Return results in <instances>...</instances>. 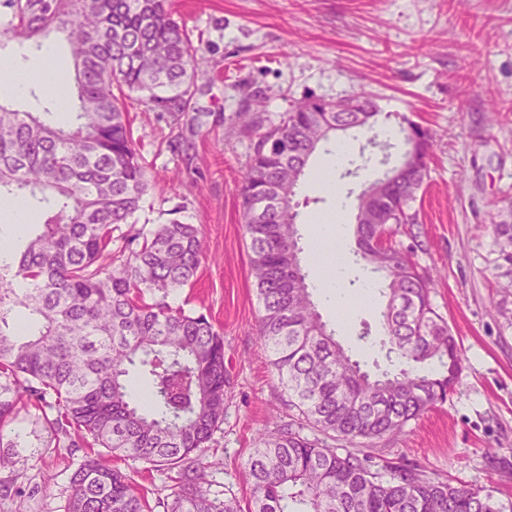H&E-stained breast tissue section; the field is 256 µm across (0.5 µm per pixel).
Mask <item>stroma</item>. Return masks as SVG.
I'll list each match as a JSON object with an SVG mask.
<instances>
[{
	"mask_svg": "<svg viewBox=\"0 0 512 512\" xmlns=\"http://www.w3.org/2000/svg\"><path fill=\"white\" fill-rule=\"evenodd\" d=\"M206 63L189 112L203 113L190 128L139 101L128 111L152 186L133 217L155 227L179 219L198 225L205 257L198 280L169 302L202 311L224 330L228 388L224 422L206 460L223 463L213 477L227 496L248 508L251 485L244 464L256 436L289 413L257 341L261 308L250 271L249 236L241 221L242 177L251 137L226 135L246 95L266 101L279 120L291 101L314 94L329 100L359 90L375 95L383 115L374 132L399 130L409 119L433 135L429 178L412 205L417 222L400 233L421 271L437 277L432 303L464 357L453 393L401 432L356 453L372 469L417 465L427 477L491 492L512 505V292L498 288L491 217L512 209V0H173ZM371 132V133H374ZM371 133L341 138L359 154L358 176L341 178L326 149L311 158L294 202L301 264L323 322L362 369L389 368L380 347L386 300L379 274L356 259L357 195L397 165L401 147L370 146ZM342 215L347 264L338 270L351 299L339 310L326 294L319 257L327 246L312 221ZM368 339H360L362 328ZM40 426L20 413L5 438L13 451V493L0 512H64L68 477L82 461L78 448H43Z\"/></svg>",
	"mask_w": 512,
	"mask_h": 512,
	"instance_id": "1",
	"label": "stroma"
}]
</instances>
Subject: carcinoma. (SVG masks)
I'll list each match as a JSON object with an SVG mask.
<instances>
[{"instance_id": "1", "label": "carcinoma", "mask_w": 512, "mask_h": 512, "mask_svg": "<svg viewBox=\"0 0 512 512\" xmlns=\"http://www.w3.org/2000/svg\"><path fill=\"white\" fill-rule=\"evenodd\" d=\"M64 35L75 110L59 126L0 102V199L43 207L24 246L0 265V444L32 406L46 448H87L70 474L65 512H151L148 497L110 458L132 459L173 483L165 512H241L211 494L200 456L224 423V331L203 312L172 307L204 258L197 225L173 219L132 234L112 251V232L150 188L125 109L137 94L179 118L203 59L171 0H0V50H40ZM327 112L309 95L269 126L252 96L238 113L256 136L242 179V217L261 307L258 340L301 419L273 422L248 459L249 512H503L489 493L432 479L409 465L390 478L334 442H368L402 430L453 392L463 355L431 303L434 280L395 244L416 223L411 203L428 178L429 130L414 123L424 161L358 196V255L383 275L386 358L400 368L361 369L315 309L300 265L296 186L319 146L340 132L373 130L378 108ZM496 276L512 286V218L492 221ZM137 370L150 403L128 389ZM310 430L311 434L304 433Z\"/></svg>"}]
</instances>
